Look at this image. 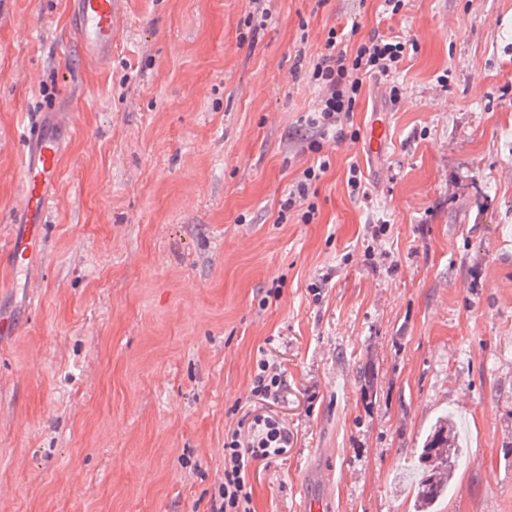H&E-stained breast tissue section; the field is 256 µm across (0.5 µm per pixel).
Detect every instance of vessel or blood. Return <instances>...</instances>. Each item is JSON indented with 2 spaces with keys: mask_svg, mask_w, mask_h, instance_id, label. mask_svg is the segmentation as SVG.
<instances>
[{
  "mask_svg": "<svg viewBox=\"0 0 512 512\" xmlns=\"http://www.w3.org/2000/svg\"><path fill=\"white\" fill-rule=\"evenodd\" d=\"M123 4L124 0H68L70 34L81 52L99 65L112 61V50L123 28ZM387 134V116L377 114L367 133V149L379 152L386 144ZM23 151L21 182L27 233L14 238L8 247L11 266L17 272L26 270L39 228L55 203L48 188L57 182L63 158L55 128L45 124L30 129L25 135ZM298 495L296 512H324L323 494L314 492L309 483L300 485Z\"/></svg>",
  "mask_w": 512,
  "mask_h": 512,
  "instance_id": "b4317fda",
  "label": "vessel or blood"
}]
</instances>
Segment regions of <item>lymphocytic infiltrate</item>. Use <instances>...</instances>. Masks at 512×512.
<instances>
[{"mask_svg": "<svg viewBox=\"0 0 512 512\" xmlns=\"http://www.w3.org/2000/svg\"><path fill=\"white\" fill-rule=\"evenodd\" d=\"M360 26L351 23L346 33L329 30L325 49L312 64L296 60V69H308L311 79L320 88L317 109L308 119L322 133L344 131L353 124L356 105L366 79L394 77L406 53L405 43L397 37L372 33L360 37ZM330 166L328 157L301 171L289 189L278 215L279 223H287L290 214H297L302 223H312L317 215L314 187ZM285 385L280 365L259 354L251 379L252 398L275 403ZM290 434L287 423L278 417H254L247 431L231 428L224 433V478L219 483L210 505V512H256L253 506L251 474L281 459L288 449Z\"/></svg>", "mask_w": 512, "mask_h": 512, "instance_id": "obj_1", "label": "lymphocytic infiltrate"}]
</instances>
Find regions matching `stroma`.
I'll list each match as a JSON object with an SVG mask.
<instances>
[{
	"mask_svg": "<svg viewBox=\"0 0 512 512\" xmlns=\"http://www.w3.org/2000/svg\"><path fill=\"white\" fill-rule=\"evenodd\" d=\"M268 8L253 32L251 0H125L95 69L68 0H0V244L24 203L14 140L83 100L26 279L0 255V512H210L224 431L250 411L291 432L251 477L257 512H294L313 467L331 512H413L416 451L446 412L464 463L441 512H512V0ZM353 19L405 58L367 80L357 137H323L313 223H278L314 159L319 89L295 57ZM262 349L285 371L270 406L250 397ZM378 113L372 120L367 133L366 147L372 153H377L385 147L388 134L387 115L383 112Z\"/></svg>",
	"mask_w": 512,
	"mask_h": 512,
	"instance_id": "35a3bbf8",
	"label": "stroma"
}]
</instances>
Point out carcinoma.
<instances>
[{
  "label": "carcinoma",
  "instance_id": "obj_1",
  "mask_svg": "<svg viewBox=\"0 0 512 512\" xmlns=\"http://www.w3.org/2000/svg\"><path fill=\"white\" fill-rule=\"evenodd\" d=\"M375 372L372 365H365L360 371L361 396L366 403H372ZM463 459L459 448L457 427L450 414L440 416L431 425L417 451V476L413 493L417 512H430L441 499L448 496L454 471Z\"/></svg>",
  "mask_w": 512,
  "mask_h": 512
}]
</instances>
